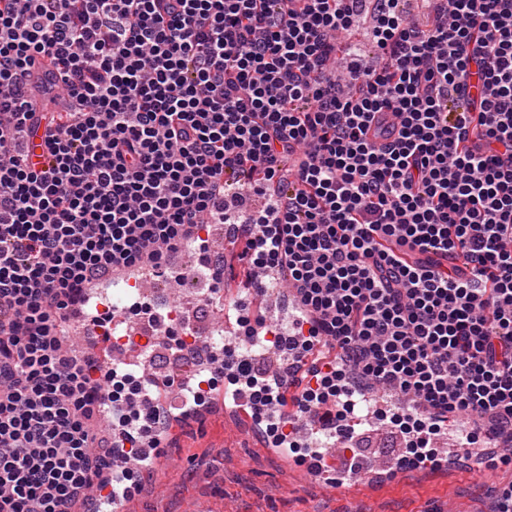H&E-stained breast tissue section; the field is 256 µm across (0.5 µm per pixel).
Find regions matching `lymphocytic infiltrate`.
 Listing matches in <instances>:
<instances>
[{
    "instance_id": "obj_1",
    "label": "lymphocytic infiltrate",
    "mask_w": 512,
    "mask_h": 512,
    "mask_svg": "<svg viewBox=\"0 0 512 512\" xmlns=\"http://www.w3.org/2000/svg\"><path fill=\"white\" fill-rule=\"evenodd\" d=\"M399 2L376 0L367 66L339 41L357 0H0V512L138 488L114 467L149 460L166 416L67 332L112 269L180 280L204 224L242 225L251 268L282 272L297 307L276 339L303 372L292 392L227 348L203 384L165 386L197 406L244 389L300 465L325 456L300 438L318 424L351 477L385 387L409 400L378 414L394 469L447 466L434 442L462 418L457 446L512 468V0H431L427 27ZM37 55L68 112L37 111Z\"/></svg>"
}]
</instances>
